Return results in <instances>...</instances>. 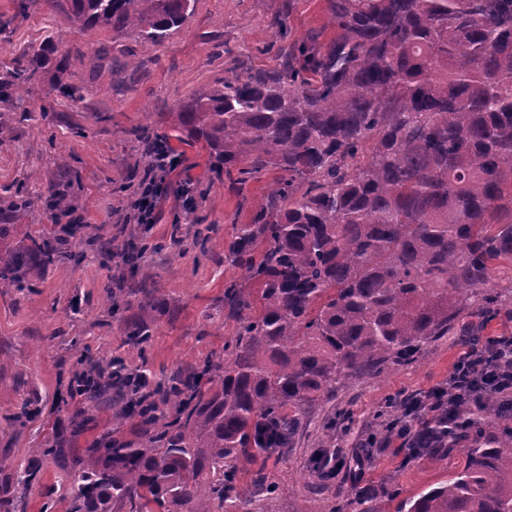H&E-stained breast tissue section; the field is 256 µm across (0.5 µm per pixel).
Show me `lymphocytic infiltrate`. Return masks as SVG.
I'll list each match as a JSON object with an SVG mask.
<instances>
[{
  "mask_svg": "<svg viewBox=\"0 0 512 512\" xmlns=\"http://www.w3.org/2000/svg\"><path fill=\"white\" fill-rule=\"evenodd\" d=\"M463 349L445 385L405 398L402 410L384 424V434L370 433L368 448H384L389 435H396L407 457L419 451L414 425L424 417L456 420L466 408L483 405L488 399L499 402L498 413H512V336H484L464 328Z\"/></svg>",
  "mask_w": 512,
  "mask_h": 512,
  "instance_id": "obj_1",
  "label": "lymphocytic infiltrate"
}]
</instances>
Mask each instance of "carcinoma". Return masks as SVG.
Wrapping results in <instances>:
<instances>
[{"mask_svg":"<svg viewBox=\"0 0 512 512\" xmlns=\"http://www.w3.org/2000/svg\"><path fill=\"white\" fill-rule=\"evenodd\" d=\"M68 21L164 43L197 0H65ZM336 35L283 48L272 69L232 70L173 113L178 140L201 141L211 171L244 195L268 171L276 188L236 224L224 259L252 283L224 286L235 322L224 354L142 387L118 357L79 354L76 391L112 409V431L71 459L69 512H216L246 504L237 461L292 445L300 409L364 376L418 362L425 344L458 336L466 312L506 306L512 269V0H327ZM144 144H170L150 126ZM55 224L70 216L50 196ZM48 268L67 253L25 233ZM160 241L103 247L138 277L126 343L143 347L167 301L144 263ZM22 258L0 255L21 286ZM495 400L467 409L452 445L466 451L448 481L396 512H512V419ZM137 419L135 437L121 431ZM12 473L0 463V509L64 440Z\"/></svg>","mask_w":512,"mask_h":512,"instance_id":"cac0c4a2","label":"carcinoma"}]
</instances>
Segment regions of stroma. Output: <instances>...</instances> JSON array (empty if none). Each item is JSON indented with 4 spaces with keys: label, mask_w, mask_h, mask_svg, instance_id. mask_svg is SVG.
Returning <instances> with one entry per match:
<instances>
[{
    "label": "stroma",
    "mask_w": 512,
    "mask_h": 512,
    "mask_svg": "<svg viewBox=\"0 0 512 512\" xmlns=\"http://www.w3.org/2000/svg\"><path fill=\"white\" fill-rule=\"evenodd\" d=\"M278 17L293 40L317 33L326 41L336 33L326 0H197L183 25L156 46L127 33L72 26L49 0H0V81L15 70L25 74L22 92H0V125L11 131L0 144V224L37 236L54 231L45 204L63 190L72 221L102 244L123 245L131 232L166 240L176 220L184 232L176 253L146 256L169 310L158 316L151 341L140 350L125 344L123 325L111 312L107 291L120 271L106 268L97 249L72 244L68 257L46 269L34 255H24L25 288H0V460L10 468L25 466L31 449L49 447L57 434L79 453L111 430V411L82 409L72 396L76 350L122 356L128 368L156 381L223 353L235 326L224 309V285L242 276L225 262L224 246L234 225L248 222L254 203L273 190L278 174L252 182L241 198L212 181L203 143L177 142L182 165L171 183L188 178L210 184V191L190 206L181 195H164L156 223L133 224L127 204L148 164L134 131L146 122L169 131L176 105L202 85L223 81L228 67H275L284 41L272 26ZM76 48L87 61L59 67L61 52ZM67 86L81 88V98L66 96ZM20 189L31 204L15 209L11 202ZM200 218L213 226L204 254L193 245ZM459 351L454 337H441L426 344L417 363L347 382L330 401L302 407L305 428L293 447L239 460L248 502L233 512H355L349 504L353 489L377 494L395 486L408 498L448 480L465 463L456 448L409 460L393 443L327 482L311 460L328 443L329 423L337 427L333 447L354 456L368 429L378 427L385 400L445 383ZM26 404L34 414L18 422L15 415ZM259 474L276 486L275 495L254 486ZM69 481L66 465L45 464L40 482L26 493V512H40L47 502L52 512H67L55 492Z\"/></svg>",
    "instance_id": "35a3bbf8"
}]
</instances>
